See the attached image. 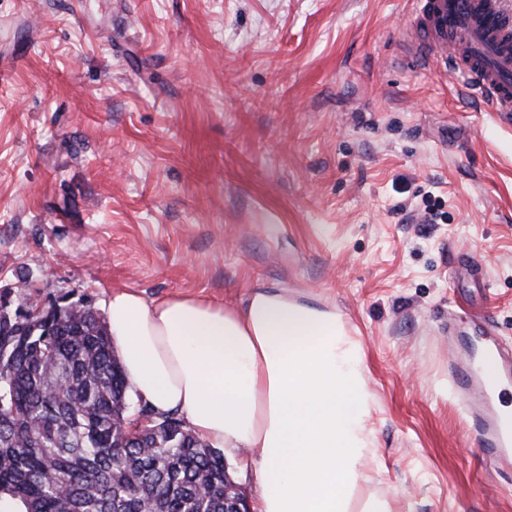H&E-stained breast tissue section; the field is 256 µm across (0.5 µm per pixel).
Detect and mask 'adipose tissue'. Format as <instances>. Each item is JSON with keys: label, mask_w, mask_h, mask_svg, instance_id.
I'll list each match as a JSON object with an SVG mask.
<instances>
[{"label": "adipose tissue", "mask_w": 512, "mask_h": 512, "mask_svg": "<svg viewBox=\"0 0 512 512\" xmlns=\"http://www.w3.org/2000/svg\"><path fill=\"white\" fill-rule=\"evenodd\" d=\"M105 311L129 388L240 458L254 512H392L389 498L360 494L378 475L375 400L335 310L261 285L236 306L116 289Z\"/></svg>", "instance_id": "ef3b65f1"}]
</instances>
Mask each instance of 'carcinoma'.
Here are the masks:
<instances>
[{
  "label": "carcinoma",
  "instance_id": "obj_1",
  "mask_svg": "<svg viewBox=\"0 0 512 512\" xmlns=\"http://www.w3.org/2000/svg\"><path fill=\"white\" fill-rule=\"evenodd\" d=\"M142 411L84 300L0 329V499L21 512H232L224 456L174 414L135 438Z\"/></svg>",
  "mask_w": 512,
  "mask_h": 512
}]
</instances>
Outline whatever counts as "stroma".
I'll list each match as a JSON object with an SVG mask.
<instances>
[{"instance_id": "1", "label": "stroma", "mask_w": 512, "mask_h": 512, "mask_svg": "<svg viewBox=\"0 0 512 512\" xmlns=\"http://www.w3.org/2000/svg\"><path fill=\"white\" fill-rule=\"evenodd\" d=\"M405 0H0V287L32 275L97 313L242 303L256 283L335 309L364 352L399 512H512L448 387L512 345V124L415 67Z\"/></svg>"}]
</instances>
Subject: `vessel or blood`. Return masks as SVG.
Listing matches in <instances>:
<instances>
[{"instance_id":"b4317fda","label":"vessel or blood","mask_w":512,"mask_h":512,"mask_svg":"<svg viewBox=\"0 0 512 512\" xmlns=\"http://www.w3.org/2000/svg\"><path fill=\"white\" fill-rule=\"evenodd\" d=\"M412 20L401 31L411 60L422 68L441 62L462 79L473 96L512 121V10L506 0H410ZM483 343L499 360L503 380L512 384V347L491 333ZM456 391L484 443V458L497 471L512 470V436L500 427L492 395L473 372L457 369Z\"/></svg>"}]
</instances>
